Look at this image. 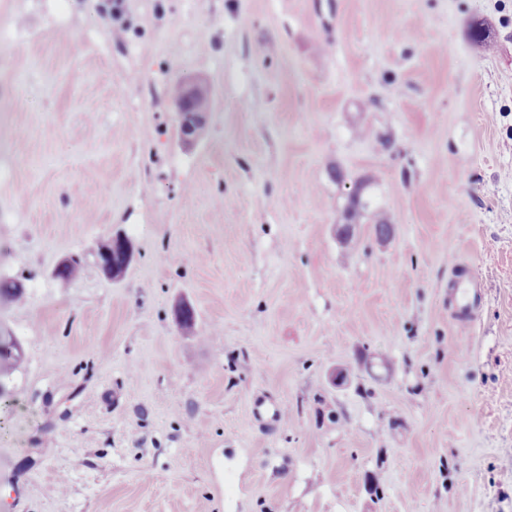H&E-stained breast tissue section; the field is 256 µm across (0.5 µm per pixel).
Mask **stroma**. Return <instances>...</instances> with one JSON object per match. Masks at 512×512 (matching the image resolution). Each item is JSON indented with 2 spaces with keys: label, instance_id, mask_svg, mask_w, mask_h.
Listing matches in <instances>:
<instances>
[{
  "label": "stroma",
  "instance_id": "1",
  "mask_svg": "<svg viewBox=\"0 0 512 512\" xmlns=\"http://www.w3.org/2000/svg\"><path fill=\"white\" fill-rule=\"evenodd\" d=\"M1 279L0 512H512V0H0ZM175 103L181 138L186 143H193L197 140L199 129L206 127L211 112L209 90L199 81H186L182 95ZM118 245L114 244L112 246V240L108 243L101 246L98 252V258L99 261L102 262L103 258L106 256H112L113 250H117ZM133 257V250L132 247L126 248V249H119L117 256L113 259L112 256V263L103 266L100 264L102 270L112 276L117 277L121 273L125 272L128 265L131 263ZM485 284L479 278L464 276L452 286L451 301L457 306L462 323L473 322L486 299ZM0 336V375L4 376L21 359L20 344L15 336Z\"/></svg>",
  "mask_w": 512,
  "mask_h": 512
}]
</instances>
